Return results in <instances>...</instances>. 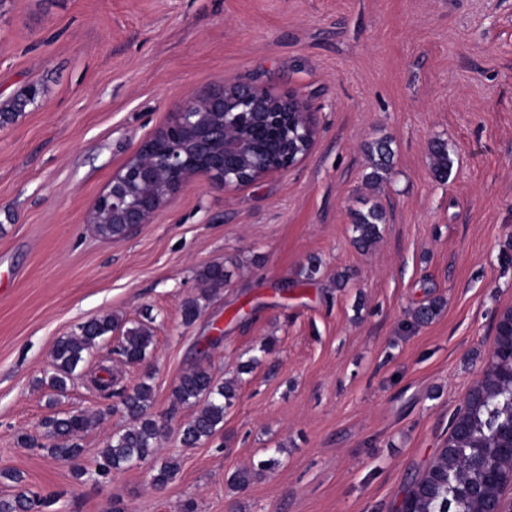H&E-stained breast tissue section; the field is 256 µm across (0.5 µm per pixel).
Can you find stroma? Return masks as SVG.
I'll list each match as a JSON object with an SVG mask.
<instances>
[{"label": "stroma", "instance_id": "35a3bbf8", "mask_svg": "<svg viewBox=\"0 0 512 512\" xmlns=\"http://www.w3.org/2000/svg\"><path fill=\"white\" fill-rule=\"evenodd\" d=\"M235 81L307 102L311 153L233 190L198 178L127 238L99 237L85 218L113 172L186 100ZM30 85L37 104L0 126V471L55 494L48 512H180L188 499L196 512H395L512 307V0H0V102ZM381 138L393 170L374 191L365 148ZM438 138L454 149L444 182ZM366 199L387 219L362 252L352 213ZM211 264L224 289L184 323ZM437 297L440 314L415 325ZM106 315L120 320L110 338L52 388L56 341ZM140 321L152 352L117 363ZM199 363L237 377V397L223 428L187 447L194 409L171 391ZM101 365L123 388L151 374L159 456L179 465L165 488L143 464L78 479L18 444L42 439L45 417L102 411L81 439L93 468L129 424L85 380ZM452 147L445 140H435L431 145L434 175L440 179H446L452 168Z\"/></svg>", "mask_w": 512, "mask_h": 512}]
</instances>
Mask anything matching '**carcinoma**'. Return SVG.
Here are the masks:
<instances>
[{
	"label": "carcinoma",
	"mask_w": 512,
	"mask_h": 512,
	"mask_svg": "<svg viewBox=\"0 0 512 512\" xmlns=\"http://www.w3.org/2000/svg\"><path fill=\"white\" fill-rule=\"evenodd\" d=\"M39 94L25 90L12 102L0 108V125L16 120L29 105L37 102ZM370 172L365 180L373 186L386 180L392 169L393 151L391 141L379 139L366 148ZM434 175L445 179L452 168V147L447 141L438 139L431 145ZM386 222L384 208L377 202L366 200L363 207L353 211L352 224L354 244L370 249L381 237V225ZM199 277L216 292L224 286V266L213 264L199 272ZM441 302L437 299L417 308L413 312L414 322L430 323L439 313ZM114 321L105 316L80 324L77 331L60 338L52 352L53 374L51 384L59 389L66 386L84 355L95 348L112 332ZM153 349V331L145 324L126 329L118 345V353L127 364H139ZM486 381L490 394L479 407L468 412L469 432L467 438L458 442L460 451L453 459L435 457L432 468L447 475L428 498H417L412 502L413 512H480V505L467 498V486L481 480V474L471 469L467 462L473 450L494 454V443L490 436L493 423L512 419V357L504 354L492 360L487 369ZM237 378L219 383L209 369L197 365L187 370L172 389L173 405L195 406L197 410L181 427V441L187 446H196L210 440L224 425V414L236 397ZM153 400L151 376L146 374L130 390L120 392V401L131 424L116 434L103 448L97 459L95 475L107 477L114 471L144 463L158 452L161 426L150 415ZM103 420V415L89 416L73 411L62 417H50L43 422L45 436L52 440L48 453L55 459L71 466L76 477L81 478L87 470L80 464L83 448L79 443L82 435ZM178 465L165 461L152 466L150 484L163 488L171 483ZM54 502V496H41L24 488L7 499H0V512H43Z\"/></svg>",
	"instance_id": "1"
}]
</instances>
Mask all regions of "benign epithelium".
Returning <instances> with one entry per match:
<instances>
[{
  "label": "benign epithelium",
  "instance_id": "obj_1",
  "mask_svg": "<svg viewBox=\"0 0 512 512\" xmlns=\"http://www.w3.org/2000/svg\"><path fill=\"white\" fill-rule=\"evenodd\" d=\"M262 125L278 130L276 142L262 146L250 136L252 128ZM316 136L317 125L308 104L254 84L225 83L193 97L173 112L169 121L112 174L87 221L99 224L107 215L112 223L123 225L128 234L150 223L177 191L197 177L204 176L228 190L236 189L250 183L241 176L243 161H251L259 179L285 171L311 153ZM482 396L479 380L451 415L449 434L466 433V410ZM496 442V458L471 459L486 478L470 493L472 498L480 499L487 485L496 484L499 492L489 512H512V470L499 469V458H512V424L496 432Z\"/></svg>",
  "mask_w": 512,
  "mask_h": 512
}]
</instances>
